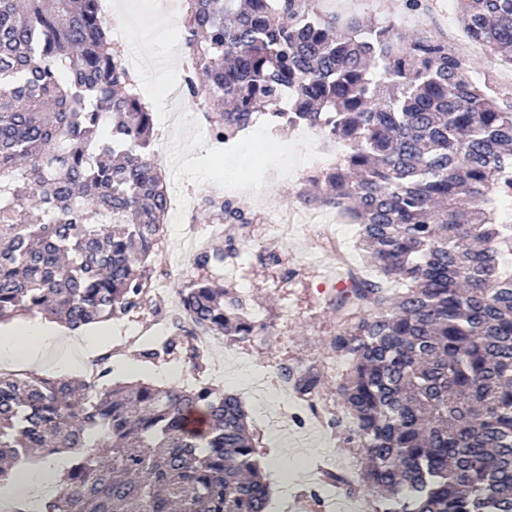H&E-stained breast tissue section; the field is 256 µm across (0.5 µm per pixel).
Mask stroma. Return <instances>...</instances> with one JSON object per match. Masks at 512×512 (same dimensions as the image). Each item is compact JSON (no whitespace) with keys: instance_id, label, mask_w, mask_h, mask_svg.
I'll use <instances>...</instances> for the list:
<instances>
[{"instance_id":"stroma-1","label":"stroma","mask_w":512,"mask_h":512,"mask_svg":"<svg viewBox=\"0 0 512 512\" xmlns=\"http://www.w3.org/2000/svg\"><path fill=\"white\" fill-rule=\"evenodd\" d=\"M125 15L134 18L139 29L123 49L132 59L141 53L155 57V69L144 72L143 84L164 86L172 78L170 50L174 46L175 22L183 20L186 0H119ZM153 151L164 172L180 170V195L187 200L179 223L165 222L155 253L145 266L142 305L112 320V333L101 336L99 327L89 335L99 336L94 355L111 353L110 382H144L161 387L194 388L211 385L237 395L249 413V432L257 457H271L266 476H278L287 488L283 501H271L269 512H296L300 500L313 499L315 512H331L327 484L318 476L320 466L344 471L352 483V499L362 501L364 512H375L376 495L362 482L365 454L353 439L338 386L346 372L344 361L331 349L340 332L336 294L351 270L364 267L357 247L356 225L337 221L333 209H325L321 232H292L280 236L270 232L271 219L288 220L304 212L300 193L307 189V177L315 175L313 154L297 149L292 130L278 135L279 148L271 154L257 151L261 135L251 146L234 156L207 142V125L201 113L182 120L170 111L166 101L152 107ZM245 183L235 199L251 222L242 232L238 258L201 270L192 260L171 266L167 257L180 249L181 227L185 224H214V214L203 200L216 194L228 179ZM210 277L234 289L246 301L251 316L268 328L266 335L227 336L222 346L199 344L197 337L175 328L165 330L178 347L170 355L153 361L141 357L142 345L134 341L136 331L169 314L178 302V291L193 280ZM199 346L203 361L193 367L186 357L191 346ZM312 372L318 378L310 399L286 390L283 368ZM280 417L289 431H303L305 442L287 456H271L269 444L277 433L269 422Z\"/></svg>"}]
</instances>
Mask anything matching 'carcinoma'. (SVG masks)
Here are the masks:
<instances>
[{"label":"carcinoma","mask_w":512,"mask_h":512,"mask_svg":"<svg viewBox=\"0 0 512 512\" xmlns=\"http://www.w3.org/2000/svg\"><path fill=\"white\" fill-rule=\"evenodd\" d=\"M317 2L187 0V90L218 144L259 121L339 144L300 198L359 226L372 271L339 291L332 349L349 367L339 392L377 512H512V224L498 222L512 200V93L473 80L441 34ZM461 23L512 60V0H467ZM152 129L101 0H0V315L79 331L141 304L168 198ZM206 204L249 223L231 199ZM238 255L229 236L194 265ZM179 309L194 329L266 332L208 277L179 290ZM175 347L160 338L142 356ZM59 451L72 463L45 512L268 506L241 401L207 385L0 374V486Z\"/></svg>","instance_id":"1"}]
</instances>
